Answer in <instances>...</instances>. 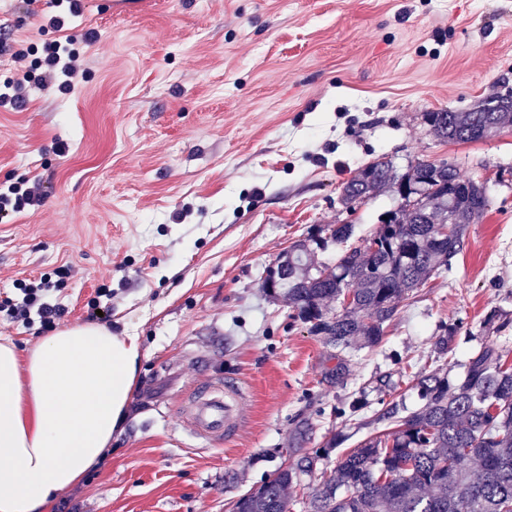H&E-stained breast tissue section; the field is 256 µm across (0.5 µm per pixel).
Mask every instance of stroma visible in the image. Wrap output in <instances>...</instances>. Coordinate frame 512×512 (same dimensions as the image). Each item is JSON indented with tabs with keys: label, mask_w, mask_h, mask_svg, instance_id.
<instances>
[{
	"label": "stroma",
	"mask_w": 512,
	"mask_h": 512,
	"mask_svg": "<svg viewBox=\"0 0 512 512\" xmlns=\"http://www.w3.org/2000/svg\"><path fill=\"white\" fill-rule=\"evenodd\" d=\"M81 0L97 39L67 92L31 81L0 107V189L37 180L40 206L0 223V293L55 276L62 329L137 334L124 431L66 496L77 512H229L283 464L387 430L383 405L420 407L416 373H460L481 347L512 364V130L440 139L426 119L512 92V0ZM46 0H0L13 48L54 40ZM446 162L489 206L449 270L409 296L375 348L337 353L261 286L294 242L339 224L363 246L383 192L347 208L343 184L376 158ZM456 327L452 352L437 336ZM247 398L230 444L180 417L197 384ZM361 400L359 417L340 408Z\"/></svg>",
	"instance_id": "stroma-1"
}]
</instances>
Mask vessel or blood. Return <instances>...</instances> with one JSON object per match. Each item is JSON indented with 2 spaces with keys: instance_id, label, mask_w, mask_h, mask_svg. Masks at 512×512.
Returning <instances> with one entry per match:
<instances>
[{
  "instance_id": "obj_1",
  "label": "vessel or blood",
  "mask_w": 512,
  "mask_h": 512,
  "mask_svg": "<svg viewBox=\"0 0 512 512\" xmlns=\"http://www.w3.org/2000/svg\"><path fill=\"white\" fill-rule=\"evenodd\" d=\"M244 400L245 393L236 380L211 381L194 388L180 415L197 439L227 440L239 426Z\"/></svg>"
}]
</instances>
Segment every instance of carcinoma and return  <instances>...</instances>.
Listing matches in <instances>:
<instances>
[{"label":"carcinoma","mask_w":512,"mask_h":512,"mask_svg":"<svg viewBox=\"0 0 512 512\" xmlns=\"http://www.w3.org/2000/svg\"><path fill=\"white\" fill-rule=\"evenodd\" d=\"M428 120L445 141H479L512 128V95L487 97L465 111L430 112ZM386 189L402 203L363 247L317 266L299 242L262 280L266 292L282 294L296 318L342 351L377 346L401 302L451 265L469 226L488 206L485 186L452 165L419 162L400 175L385 157L344 184L343 201H363ZM448 224L450 233L441 234ZM329 302L340 310L326 312ZM415 388L422 406L406 415L395 404L386 407L380 418L392 431L368 438L332 470L321 469L305 498H288L295 468L320 461L336 440L294 467L278 468L238 498L232 512H291L297 504L302 512H512V366L486 346L457 378L425 373Z\"/></svg>","instance_id":"cac0c4a2"}]
</instances>
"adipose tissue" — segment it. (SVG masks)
I'll use <instances>...</instances> for the list:
<instances>
[{"label": "adipose tissue", "instance_id": "obj_1", "mask_svg": "<svg viewBox=\"0 0 512 512\" xmlns=\"http://www.w3.org/2000/svg\"><path fill=\"white\" fill-rule=\"evenodd\" d=\"M140 338L88 323L43 337L27 357L0 343V512H52L121 433Z\"/></svg>", "mask_w": 512, "mask_h": 512}]
</instances>
